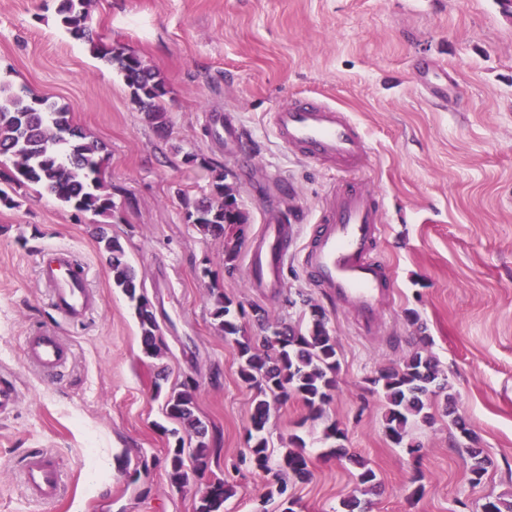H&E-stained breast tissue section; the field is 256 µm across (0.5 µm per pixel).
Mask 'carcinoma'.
Instances as JSON below:
<instances>
[{
    "instance_id": "carcinoma-1",
    "label": "carcinoma",
    "mask_w": 512,
    "mask_h": 512,
    "mask_svg": "<svg viewBox=\"0 0 512 512\" xmlns=\"http://www.w3.org/2000/svg\"><path fill=\"white\" fill-rule=\"evenodd\" d=\"M89 5L90 0H58L56 12L60 23L71 36L87 41L94 55L123 76L131 102L144 121L156 131L165 132L169 123L164 102L169 94L165 79L125 45H106L94 40L88 26ZM104 149V144L89 138L72 124L69 108L56 106L47 96L20 95L11 86L0 84V156L12 160V183L33 185L63 206L109 218L114 202L101 176ZM224 180L223 169H211L210 197L188 212V220L203 235L224 239V266L231 272L236 268L248 216ZM97 243L109 263L113 285L133 304L144 353L158 357V324L153 305L127 261L122 243L103 228L99 230ZM211 296L215 328L235 344L240 377L256 389L251 415V461L256 468L272 475L268 499L278 497L285 505L282 512H294V500L288 498V486L281 474L287 471L301 479L309 475L308 458L303 452L305 444L298 436L290 437L292 448L281 462L272 463L268 440L263 435L270 415L269 398L281 399L295 393L311 413L321 414L337 388L340 361L336 337L325 314L312 305L306 324L279 328L257 346L246 337L239 338L241 326L233 301L219 291L212 292ZM439 376L437 359L428 352L416 350L401 363L379 369L369 382L374 391L382 393L386 403V436L393 445L407 449L410 454L419 451V446L405 442L408 428L419 420L432 423L431 397L443 395V415L466 439L464 462L471 484L478 485L485 478L491 461L478 446L477 436L456 415L453 394L442 393ZM165 407L167 415L196 438L192 448L185 447L180 438L175 447L167 451L168 479L172 485L181 487L194 482L198 473L207 468L211 448L206 439V426L197 414L194 389L187 385L170 393ZM354 464L358 469V483L368 490L374 489L377 485L375 471L363 461L356 460ZM198 492L196 512H224V502L230 496L224 478L214 477L198 488ZM482 512H512V500L488 496Z\"/></svg>"
}]
</instances>
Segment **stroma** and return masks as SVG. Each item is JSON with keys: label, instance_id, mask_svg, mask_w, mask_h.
Returning a JSON list of instances; mask_svg holds the SVG:
<instances>
[{"label": "stroma", "instance_id": "stroma-1", "mask_svg": "<svg viewBox=\"0 0 512 512\" xmlns=\"http://www.w3.org/2000/svg\"><path fill=\"white\" fill-rule=\"evenodd\" d=\"M89 11L98 38L165 77L167 134L143 121L123 78L58 24L55 0H0V83L50 96L105 145L112 234L153 305L161 354L142 351L93 215L17 188L15 207L0 208V373L21 390L16 411L0 416V512H195L193 493L168 479L177 425L155 394L186 385L207 426L206 474L233 490L224 512H281L266 497L265 473L243 460L256 391L213 325L215 289L242 307L253 341L311 304L336 338L338 387L322 416L293 395L272 402L265 426L275 458L290 435L305 443L310 474L288 481L295 512H340L350 497L370 501L371 512H481L486 496L512 499V15L501 0H91ZM315 95L357 125L367 145L360 177L382 198L373 256L392 291L372 327L302 265L323 194L341 175L282 145L271 116ZM226 117L238 140L219 136ZM215 167L248 215L245 243L264 224H287L280 287L251 288L243 258L226 271L223 239L188 222ZM48 248L87 269L98 306L83 323L63 322L49 305L38 268ZM34 326L57 328L73 350L54 381L22 356ZM423 342L493 462L480 485L469 482L447 418L410 427L417 458L386 436L385 400L370 379ZM333 422L339 444L375 470L373 491L332 457L337 443L324 430ZM34 448L56 455L66 473L67 495L51 507L28 502L20 487Z\"/></svg>", "mask_w": 512, "mask_h": 512}]
</instances>
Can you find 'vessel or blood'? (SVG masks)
Segmentation results:
<instances>
[{"label": "vessel or blood", "mask_w": 512, "mask_h": 512, "mask_svg": "<svg viewBox=\"0 0 512 512\" xmlns=\"http://www.w3.org/2000/svg\"><path fill=\"white\" fill-rule=\"evenodd\" d=\"M272 124L279 141L342 172V181L331 185L324 196L318 227L303 263L328 294L357 306L365 324L375 323L388 288L385 265L371 257L382 230L380 196L355 183L367 156L365 140L335 106L311 98L278 108ZM287 256L284 228L276 223L265 225L248 251L251 287L280 286ZM39 276L52 309L67 322L79 323L97 307V296L88 288L83 268L68 251L54 248L43 255ZM22 352L47 379L57 377L73 358L71 347L49 327L26 332ZM19 393L14 378L0 375V416L12 413ZM20 480L25 496L43 505L57 504L66 485L60 461L40 448L24 458Z\"/></svg>", "instance_id": "obj_1"}]
</instances>
